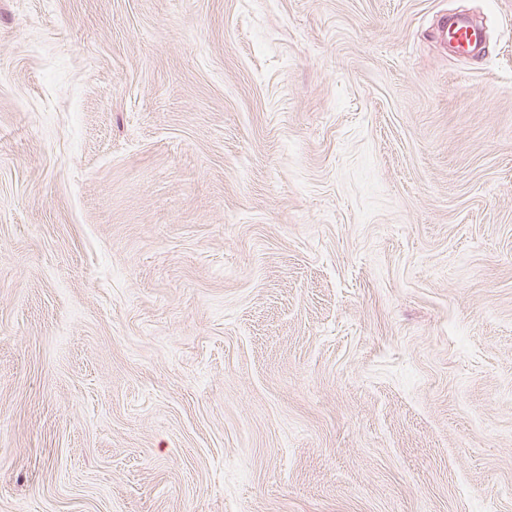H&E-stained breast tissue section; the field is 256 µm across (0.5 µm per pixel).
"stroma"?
Masks as SVG:
<instances>
[{
	"label": "stroma",
	"instance_id": "stroma-1",
	"mask_svg": "<svg viewBox=\"0 0 512 512\" xmlns=\"http://www.w3.org/2000/svg\"><path fill=\"white\" fill-rule=\"evenodd\" d=\"M0 512H512V0H0ZM442 32L448 43L458 51L479 53L483 48V29L464 21L448 18Z\"/></svg>",
	"mask_w": 512,
	"mask_h": 512
}]
</instances>
